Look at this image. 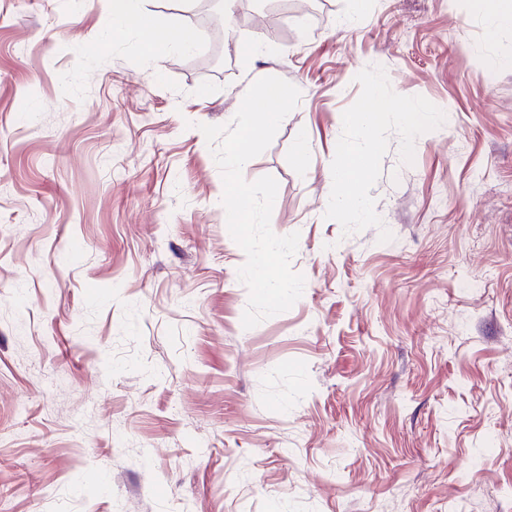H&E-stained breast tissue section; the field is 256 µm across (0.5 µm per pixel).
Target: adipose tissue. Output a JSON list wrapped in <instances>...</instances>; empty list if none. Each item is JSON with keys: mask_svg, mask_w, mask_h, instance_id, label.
Instances as JSON below:
<instances>
[{"mask_svg": "<svg viewBox=\"0 0 512 512\" xmlns=\"http://www.w3.org/2000/svg\"><path fill=\"white\" fill-rule=\"evenodd\" d=\"M107 25L113 36L139 34L144 38V48L151 54L194 48L196 39L193 31L186 27H174L159 23L143 7V0H112V11ZM371 138L345 141L338 145L339 159L336 169L337 209L368 212L369 203L360 194L351 192L350 186L367 170L374 154Z\"/></svg>", "mask_w": 512, "mask_h": 512, "instance_id": "1", "label": "adipose tissue"}]
</instances>
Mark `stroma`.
Wrapping results in <instances>:
<instances>
[{
    "label": "stroma",
    "instance_id": "stroma-1",
    "mask_svg": "<svg viewBox=\"0 0 512 512\" xmlns=\"http://www.w3.org/2000/svg\"><path fill=\"white\" fill-rule=\"evenodd\" d=\"M259 2L147 0L199 38L150 55L103 44L107 0H0V512H512V30ZM268 76L300 101L242 174L305 287L246 329L200 127ZM366 134L367 217L332 204Z\"/></svg>",
    "mask_w": 512,
    "mask_h": 512
}]
</instances>
